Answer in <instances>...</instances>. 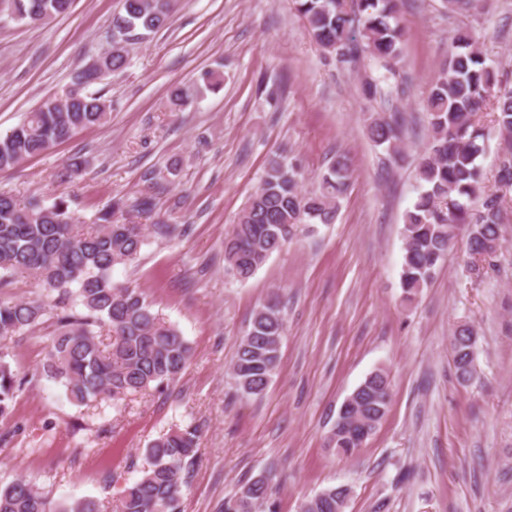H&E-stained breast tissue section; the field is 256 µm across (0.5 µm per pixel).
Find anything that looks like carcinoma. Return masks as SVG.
<instances>
[{
    "label": "carcinoma",
    "instance_id": "obj_1",
    "mask_svg": "<svg viewBox=\"0 0 512 512\" xmlns=\"http://www.w3.org/2000/svg\"><path fill=\"white\" fill-rule=\"evenodd\" d=\"M112 18V55L107 67L116 74L127 64V46L142 42L163 28L172 0H120ZM311 39L339 60L369 56L395 80L393 91L404 93L401 76L402 28L397 0H294ZM73 0H0V22L46 24L69 12ZM454 50L435 79L426 101L430 135L418 167L420 192L405 213L404 256L400 283L411 300L433 278L448 255V245L467 232L472 270L491 260L501 236V198L480 191L477 163L485 152L481 112L491 104L494 126L504 140L498 155L497 181L512 188V85L495 80L468 30L453 39ZM221 75L204 70L192 85L172 91L171 104L184 107L200 90H216ZM107 118L100 92H70L45 98L23 122L0 136V171L40 156L77 132ZM369 138L390 154L399 151L401 123L397 112L379 113L367 125ZM298 166L288 156L274 155L259 185L239 212L224 240V262L241 280L250 278L269 258L264 244L280 235L286 244L297 233L317 224L334 222L352 170L340 155L321 177L320 187L304 193ZM170 225L118 224L112 212L100 213L92 224H78L64 198L50 205L35 201L20 206L0 193V284L27 275L45 293L42 300H0V417L11 412L25 378L5 361L7 340L43 323L54 327L40 372L64 387L69 398L86 404L98 398L121 399L129 394L161 389L185 369L190 347L178 330L161 320L136 288L112 279L114 270L132 263L148 239H165ZM286 322L277 299L257 307L242 337L231 377L236 390L262 395L280 365ZM472 329L457 326L452 337L455 375L471 378ZM358 410L335 422L331 442L342 458L355 455L363 444L361 427L380 422L388 411L390 383L385 370L363 381ZM197 429L176 428L152 441L146 449L148 466L126 484L112 501L111 512H181L182 488L187 484L197 453ZM273 479H248L241 486L236 512H276ZM303 500L306 512H335L336 496ZM0 512H101L94 499L57 505L33 484L17 479L0 488Z\"/></svg>",
    "mask_w": 512,
    "mask_h": 512
}]
</instances>
